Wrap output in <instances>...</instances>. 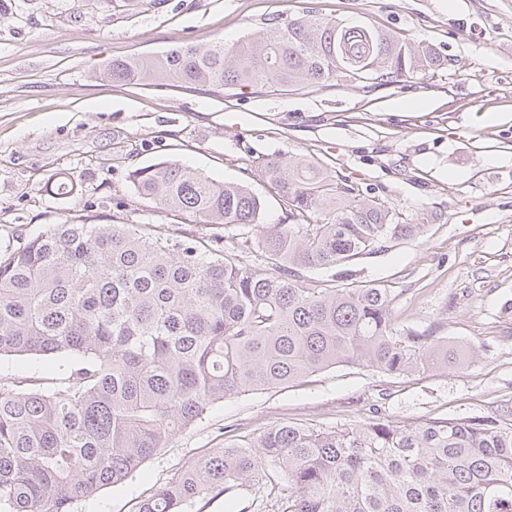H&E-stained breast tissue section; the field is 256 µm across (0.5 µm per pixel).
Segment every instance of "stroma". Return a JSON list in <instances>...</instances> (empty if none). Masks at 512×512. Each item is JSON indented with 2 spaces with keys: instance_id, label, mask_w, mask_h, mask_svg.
<instances>
[{
  "instance_id": "obj_1",
  "label": "stroma",
  "mask_w": 512,
  "mask_h": 512,
  "mask_svg": "<svg viewBox=\"0 0 512 512\" xmlns=\"http://www.w3.org/2000/svg\"><path fill=\"white\" fill-rule=\"evenodd\" d=\"M308 4L431 47L441 66L376 88L333 80L262 94L95 77L115 58L233 44ZM288 155L314 157L423 225L421 236L359 260L355 277L390 289L399 335L438 336L468 358L409 376L341 365L224 401L75 512H138L227 431L512 417V0H0L1 247L78 219L200 234L191 216L135 196L129 171L161 159L247 184L265 203V223L281 224L286 212L258 165ZM66 177L74 190L58 195ZM55 375L43 357L0 358V383ZM283 495L270 482L217 490L201 508L280 512Z\"/></svg>"
}]
</instances>
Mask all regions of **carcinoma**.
<instances>
[{
    "mask_svg": "<svg viewBox=\"0 0 512 512\" xmlns=\"http://www.w3.org/2000/svg\"><path fill=\"white\" fill-rule=\"evenodd\" d=\"M438 66L429 48L359 18L341 27L306 6L230 47L131 56L97 78L220 94L335 79L382 85ZM261 175L290 223H264L248 186L176 161L129 172L139 199L224 228L241 240L231 249L148 224L72 222L0 250V357L60 361L49 387L0 384V512H74L229 398L341 364L397 375L448 368L447 341L397 335L390 290L353 278L356 261L423 225L399 223L395 209L312 157H271ZM303 270L331 275L312 285ZM272 467L288 491L282 512H512V419L286 422L224 440L138 512H188L216 487L262 483Z\"/></svg>",
    "mask_w": 512,
    "mask_h": 512,
    "instance_id": "carcinoma-1",
    "label": "carcinoma"
}]
</instances>
